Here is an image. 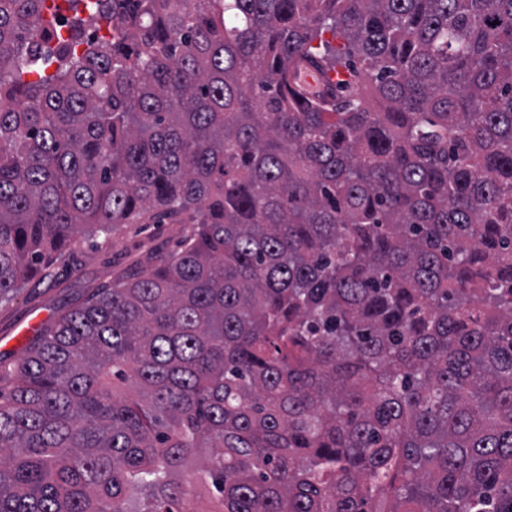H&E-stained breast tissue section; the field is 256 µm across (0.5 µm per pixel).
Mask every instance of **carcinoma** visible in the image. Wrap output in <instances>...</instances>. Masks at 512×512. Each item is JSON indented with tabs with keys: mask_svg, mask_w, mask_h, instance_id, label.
<instances>
[{
	"mask_svg": "<svg viewBox=\"0 0 512 512\" xmlns=\"http://www.w3.org/2000/svg\"><path fill=\"white\" fill-rule=\"evenodd\" d=\"M47 2L0 0V301L191 227L0 374V512H512V0ZM348 79L347 73L341 72L329 73L323 75L310 65H304L298 72V82L308 91L314 93H324L336 88L339 81H346Z\"/></svg>",
	"mask_w": 512,
	"mask_h": 512,
	"instance_id": "1",
	"label": "carcinoma"
}]
</instances>
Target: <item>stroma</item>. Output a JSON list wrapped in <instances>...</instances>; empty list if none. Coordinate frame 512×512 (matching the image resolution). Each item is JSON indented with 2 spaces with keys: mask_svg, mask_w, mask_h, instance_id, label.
<instances>
[{
  "mask_svg": "<svg viewBox=\"0 0 512 512\" xmlns=\"http://www.w3.org/2000/svg\"><path fill=\"white\" fill-rule=\"evenodd\" d=\"M186 232L183 224L133 223L108 242L79 238L62 275L31 280L12 300L0 303V366L23 356L26 341L19 332L30 318L50 322L63 306L83 302L96 288L144 265L149 256L175 250Z\"/></svg>",
  "mask_w": 512,
  "mask_h": 512,
  "instance_id": "stroma-1",
  "label": "stroma"
}]
</instances>
